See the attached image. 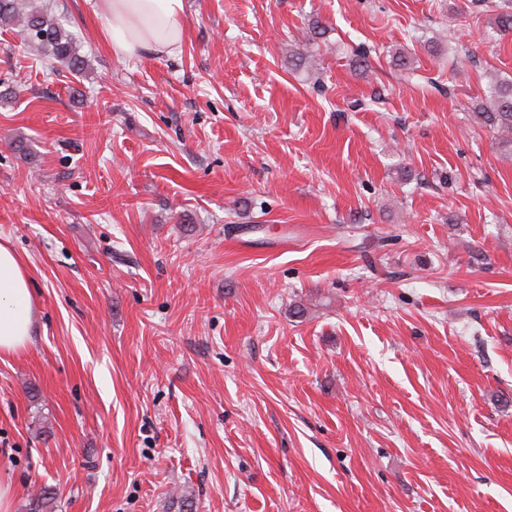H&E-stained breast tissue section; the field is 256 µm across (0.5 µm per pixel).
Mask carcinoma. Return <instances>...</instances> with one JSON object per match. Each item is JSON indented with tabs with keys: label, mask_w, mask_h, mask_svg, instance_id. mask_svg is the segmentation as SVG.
Masks as SVG:
<instances>
[{
	"label": "carcinoma",
	"mask_w": 512,
	"mask_h": 512,
	"mask_svg": "<svg viewBox=\"0 0 512 512\" xmlns=\"http://www.w3.org/2000/svg\"><path fill=\"white\" fill-rule=\"evenodd\" d=\"M0 23L18 27L30 43L71 75L80 77L87 71L88 60L76 38L46 9L28 0H0ZM494 31L500 37L512 35V5L496 15ZM475 118L503 136L512 135V81L493 82L485 103L477 105ZM54 504V494L42 488L31 497L29 512H54Z\"/></svg>",
	"instance_id": "cac0c4a2"
}]
</instances>
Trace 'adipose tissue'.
<instances>
[{"mask_svg":"<svg viewBox=\"0 0 512 512\" xmlns=\"http://www.w3.org/2000/svg\"><path fill=\"white\" fill-rule=\"evenodd\" d=\"M99 18L112 53L171 55L185 36L184 0H99ZM31 277L13 249L0 243V355L24 350L34 334Z\"/></svg>","mask_w":512,"mask_h":512,"instance_id":"adipose-tissue-1","label":"adipose tissue"}]
</instances>
